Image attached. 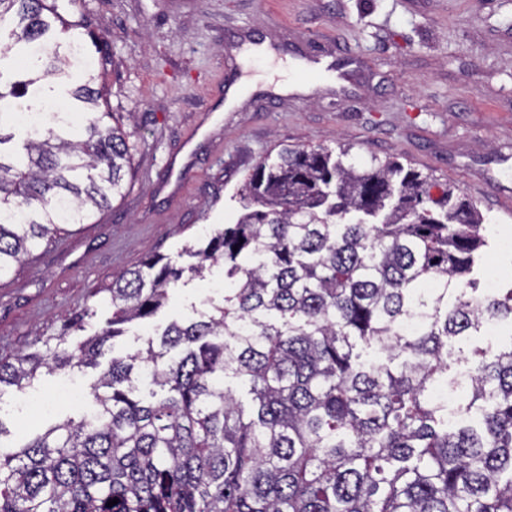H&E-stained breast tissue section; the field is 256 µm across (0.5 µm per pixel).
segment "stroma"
I'll list each match as a JSON object with an SVG mask.
<instances>
[{
  "label": "stroma",
  "instance_id": "obj_1",
  "mask_svg": "<svg viewBox=\"0 0 512 512\" xmlns=\"http://www.w3.org/2000/svg\"><path fill=\"white\" fill-rule=\"evenodd\" d=\"M65 23L99 47L105 98L134 132L124 197L0 277V358L30 350L74 312L111 316L107 289L152 254H176L203 229L235 223L232 194L261 157L286 146H352L360 161L391 157L475 200L495 242L512 241V0H59ZM254 30L279 56L358 60L349 86L234 53ZM238 64L260 83L233 109L220 77ZM309 82L278 96L269 77ZM217 289L175 288L150 324L118 348L204 311ZM99 368L70 369L25 391L0 388L10 453L36 424L80 418Z\"/></svg>",
  "mask_w": 512,
  "mask_h": 512
}]
</instances>
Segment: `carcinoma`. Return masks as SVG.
Returning <instances> with one entry per match:
<instances>
[{
    "instance_id": "obj_1",
    "label": "carcinoma",
    "mask_w": 512,
    "mask_h": 512,
    "mask_svg": "<svg viewBox=\"0 0 512 512\" xmlns=\"http://www.w3.org/2000/svg\"><path fill=\"white\" fill-rule=\"evenodd\" d=\"M48 10L0 0V277L124 196L131 133ZM238 196L235 223L118 275L99 332L69 342L87 308L0 359L19 390L95 367L185 275L224 266L199 317L112 352L91 415L0 453V512H512V283L478 287L494 242L477 203L305 145Z\"/></svg>"
}]
</instances>
